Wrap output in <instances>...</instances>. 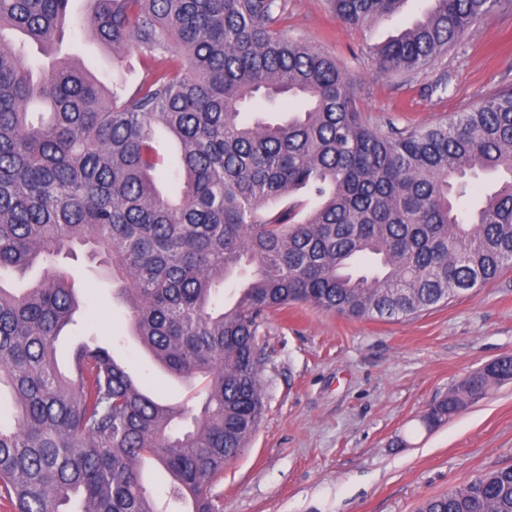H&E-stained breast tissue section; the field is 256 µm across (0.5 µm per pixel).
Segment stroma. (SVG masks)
Masks as SVG:
<instances>
[{
  "instance_id": "obj_1",
  "label": "stroma",
  "mask_w": 512,
  "mask_h": 512,
  "mask_svg": "<svg viewBox=\"0 0 512 512\" xmlns=\"http://www.w3.org/2000/svg\"><path fill=\"white\" fill-rule=\"evenodd\" d=\"M430 4L407 0L392 20L349 27L328 0H287L285 30L335 58L367 122L410 129L512 88V9L474 27L426 70L376 73L367 45L397 33ZM27 54L46 68L78 55L104 83L128 90L145 74L136 55L114 60L104 46L69 32L53 51L31 44ZM55 269L75 280L81 298L76 325L59 340L60 366L95 335L112 342L145 391L198 406L205 378L185 385L152 363L130 338L111 281L85 253L59 258ZM261 331L265 415L214 485L223 512H416L429 497L512 466V382L434 430L419 421L450 386L512 356V269L404 319H352L295 304L268 312Z\"/></svg>"
}]
</instances>
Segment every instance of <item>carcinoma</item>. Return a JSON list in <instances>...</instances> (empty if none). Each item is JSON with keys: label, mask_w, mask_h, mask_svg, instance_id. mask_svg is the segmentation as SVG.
Wrapping results in <instances>:
<instances>
[{"label": "carcinoma", "mask_w": 512, "mask_h": 512, "mask_svg": "<svg viewBox=\"0 0 512 512\" xmlns=\"http://www.w3.org/2000/svg\"><path fill=\"white\" fill-rule=\"evenodd\" d=\"M79 21L145 76L105 91L67 60L34 67L69 0H0V272L22 276L77 248L117 285L140 346L170 375L207 379L201 410L145 392L113 352L56 341L78 307L48 271L17 294L0 282V493L15 512H163L145 459L190 512H220L212 482L264 413L260 327L306 303L356 319H399L481 288L512 268V89L409 130L358 112L336 61L282 29L285 0H90ZM407 0H330L351 26L390 20ZM512 0H432L369 47L378 73L426 69ZM261 99L296 103L277 122ZM176 143L177 198L156 184L155 129ZM496 176L471 208L468 179ZM255 267L229 307L218 287ZM512 381V356L485 364L422 416L432 428ZM189 418L192 428L173 434ZM418 512H512V466L425 499ZM145 486L152 493H156L168 486V475L163 468L153 459H146L144 466Z\"/></svg>", "instance_id": "obj_1"}]
</instances>
